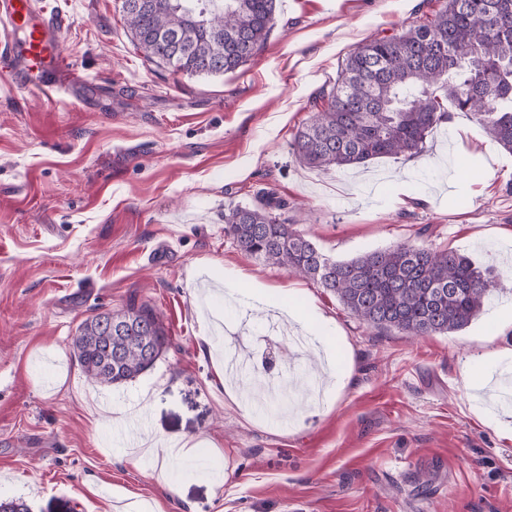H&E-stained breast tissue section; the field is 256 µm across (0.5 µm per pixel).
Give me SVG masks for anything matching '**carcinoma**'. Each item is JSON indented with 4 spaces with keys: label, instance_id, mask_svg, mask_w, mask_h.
<instances>
[{
    "label": "carcinoma",
    "instance_id": "carcinoma-1",
    "mask_svg": "<svg viewBox=\"0 0 512 512\" xmlns=\"http://www.w3.org/2000/svg\"><path fill=\"white\" fill-rule=\"evenodd\" d=\"M122 13L149 60L174 73L223 76L262 48L276 24V0H122ZM320 99L325 106L293 141L311 169L415 156L448 122L450 104L512 153V0H446L423 23L365 40ZM258 198L224 213V233L241 251L317 282L368 327L452 333L495 293V278L455 250L404 242L334 260L279 220L286 202L276 192ZM169 345L160 316L133 299L81 323L71 348L86 377L114 386L151 368Z\"/></svg>",
    "mask_w": 512,
    "mask_h": 512
}]
</instances>
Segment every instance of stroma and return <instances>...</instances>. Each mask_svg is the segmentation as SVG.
Returning <instances> with one entry per match:
<instances>
[{
	"label": "stroma",
	"mask_w": 512,
	"mask_h": 512,
	"mask_svg": "<svg viewBox=\"0 0 512 512\" xmlns=\"http://www.w3.org/2000/svg\"><path fill=\"white\" fill-rule=\"evenodd\" d=\"M444 3L277 0L246 65L189 76L136 49L121 0H54L77 95L16 88L0 69V499L31 512H512V330L490 334L512 311V153L456 111L410 158L336 173L293 154L358 45ZM264 189L333 259L448 248L505 292L453 333L369 328L225 235V211ZM252 283L271 304H254ZM283 290L319 319L290 323ZM132 300L160 313L171 346L131 382L91 383L71 339ZM264 350L275 389L301 372L311 383L276 413L219 374L225 355Z\"/></svg>",
	"instance_id": "obj_1"
}]
</instances>
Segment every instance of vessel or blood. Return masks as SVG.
Returning a JSON list of instances; mask_svg holds the SVG:
<instances>
[{"instance_id":"vessel-or-blood-1","label":"vessel or blood","mask_w":512,"mask_h":512,"mask_svg":"<svg viewBox=\"0 0 512 512\" xmlns=\"http://www.w3.org/2000/svg\"><path fill=\"white\" fill-rule=\"evenodd\" d=\"M63 26L62 16L46 0H0V30L5 33L0 57L10 65L16 82L37 71L46 93H70L78 87L80 76L64 73L60 66Z\"/></svg>"}]
</instances>
